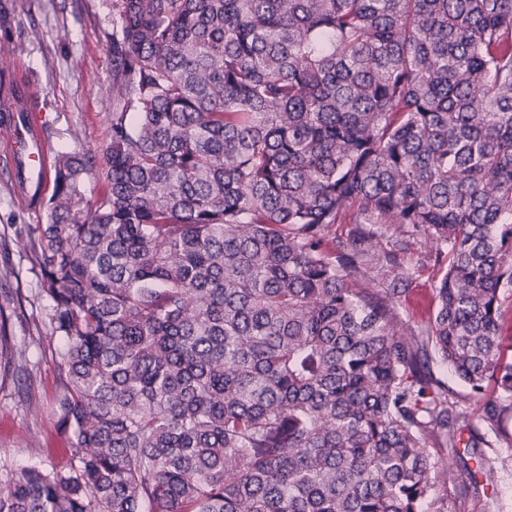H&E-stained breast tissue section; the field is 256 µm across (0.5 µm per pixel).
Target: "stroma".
I'll return each instance as SVG.
<instances>
[{
  "mask_svg": "<svg viewBox=\"0 0 512 512\" xmlns=\"http://www.w3.org/2000/svg\"><path fill=\"white\" fill-rule=\"evenodd\" d=\"M0 47L13 49L14 64L36 83L54 155L80 154L101 170L112 120V0H0ZM47 220L46 210L23 208L0 181V311L9 317L12 344L26 351L34 393L25 400L19 377L0 370V468L61 467L69 460L55 417L59 387L53 358L64 342L51 334V302L41 290L27 235L28 225ZM429 250L417 240L402 258L410 286L396 310L413 329L435 306L436 277L424 261ZM427 368L447 385L451 400L465 405V423L480 431V451L493 470L490 486L448 489V512H512V447L500 438L512 433V415H505L501 432L482 427L478 403L440 358L430 356Z\"/></svg>",
  "mask_w": 512,
  "mask_h": 512,
  "instance_id": "35a3bbf8",
  "label": "stroma"
}]
</instances>
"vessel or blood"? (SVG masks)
Masks as SVG:
<instances>
[{"instance_id":"vessel-or-blood-1","label":"vessel or blood","mask_w":512,"mask_h":512,"mask_svg":"<svg viewBox=\"0 0 512 512\" xmlns=\"http://www.w3.org/2000/svg\"><path fill=\"white\" fill-rule=\"evenodd\" d=\"M0 103L7 110L0 115V177L10 185L18 202L50 190L49 173L53 157L46 146L40 124L41 105L25 73L14 72L0 88Z\"/></svg>"}]
</instances>
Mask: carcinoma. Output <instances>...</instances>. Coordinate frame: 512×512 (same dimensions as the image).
<instances>
[{
    "label": "carcinoma",
    "mask_w": 512,
    "mask_h": 512,
    "mask_svg": "<svg viewBox=\"0 0 512 512\" xmlns=\"http://www.w3.org/2000/svg\"><path fill=\"white\" fill-rule=\"evenodd\" d=\"M89 171L58 157L28 228L71 463L1 473L0 512H448L491 480L424 365L512 410V0H112L85 210ZM387 229L435 245L417 331Z\"/></svg>",
    "instance_id": "cac0c4a2"
}]
</instances>
